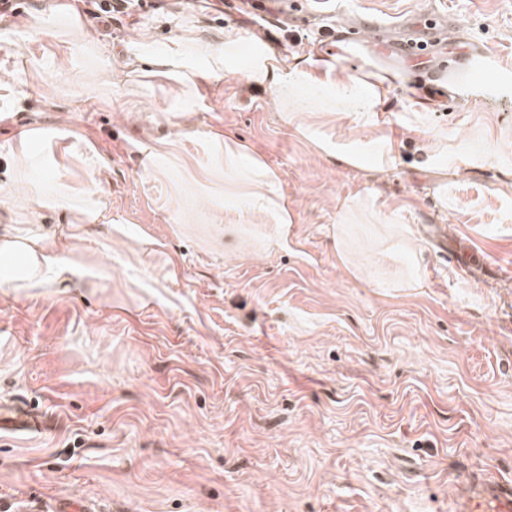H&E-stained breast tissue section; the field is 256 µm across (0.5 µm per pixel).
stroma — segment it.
Returning a JSON list of instances; mask_svg holds the SVG:
<instances>
[{"label": "stroma", "instance_id": "stroma-1", "mask_svg": "<svg viewBox=\"0 0 512 512\" xmlns=\"http://www.w3.org/2000/svg\"><path fill=\"white\" fill-rule=\"evenodd\" d=\"M74 0H25L0 20V180L29 139L32 187L89 184L86 151L108 162L104 217L63 209L38 230L71 261L65 282L0 270V409L41 414L42 431H0V512H455L471 484L512 483V280L481 287L429 225L512 269V0H145L111 26ZM446 15L506 79L492 95L419 74L384 49L340 54L345 76L390 86L383 135L394 168L339 164L326 142L362 134L322 105L282 122L246 79L238 30L288 59L335 49L377 20L395 38ZM228 53L194 84L144 60L177 49ZM422 116H415V109ZM448 146L428 160L430 141ZM231 145L278 177L288 221L227 191ZM366 208L336 250L338 205ZM407 226L408 255L374 245Z\"/></svg>", "mask_w": 512, "mask_h": 512}]
</instances>
